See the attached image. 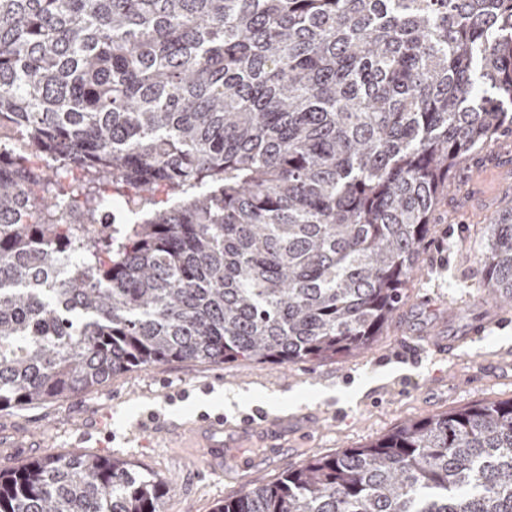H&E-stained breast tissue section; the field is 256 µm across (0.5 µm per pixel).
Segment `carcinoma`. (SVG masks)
Listing matches in <instances>:
<instances>
[{"label": "carcinoma", "instance_id": "1", "mask_svg": "<svg viewBox=\"0 0 512 512\" xmlns=\"http://www.w3.org/2000/svg\"><path fill=\"white\" fill-rule=\"evenodd\" d=\"M509 104L512 0H0V116L21 132L0 159V410L168 361L368 349ZM109 188L134 221L78 237ZM481 272L511 307V212ZM164 493L106 456L0 469V512H159ZM215 512H512V400Z\"/></svg>", "mask_w": 512, "mask_h": 512}]
</instances>
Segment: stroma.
Masks as SVG:
<instances>
[{
    "label": "stroma",
    "instance_id": "obj_1",
    "mask_svg": "<svg viewBox=\"0 0 512 512\" xmlns=\"http://www.w3.org/2000/svg\"><path fill=\"white\" fill-rule=\"evenodd\" d=\"M420 251L419 271L390 326L364 352L284 367L254 362L166 363L91 391L0 410V469L41 456L120 458L168 486L160 512H213L313 457L357 448L403 422L512 399V307L488 298L480 259L493 219L512 208V132L452 169ZM508 316L486 338L436 357L429 339L464 335ZM224 415V461L210 467L189 428ZM263 412L248 427L242 417Z\"/></svg>",
    "mask_w": 512,
    "mask_h": 512
}]
</instances>
